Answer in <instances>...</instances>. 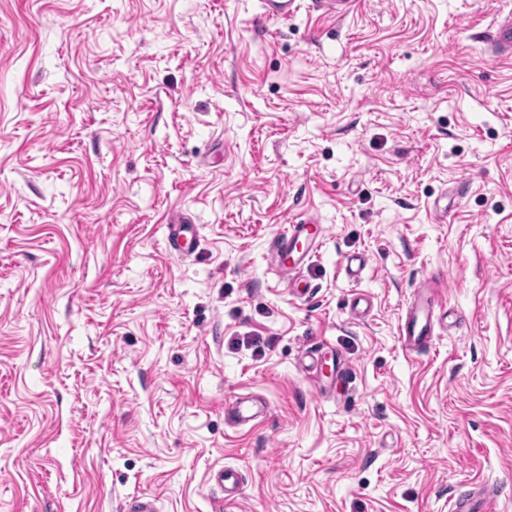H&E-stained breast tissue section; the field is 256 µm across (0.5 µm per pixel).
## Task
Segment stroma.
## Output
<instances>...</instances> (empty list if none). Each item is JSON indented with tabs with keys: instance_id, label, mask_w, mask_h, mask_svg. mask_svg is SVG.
<instances>
[{
	"instance_id": "1",
	"label": "stroma",
	"mask_w": 512,
	"mask_h": 512,
	"mask_svg": "<svg viewBox=\"0 0 512 512\" xmlns=\"http://www.w3.org/2000/svg\"><path fill=\"white\" fill-rule=\"evenodd\" d=\"M298 2L0 0V512H512V0ZM495 29L492 35L493 44L496 47L512 51V15L503 18L500 14L495 19ZM196 239V225L191 220L172 224L168 235V243L174 252L184 255L190 251L192 241ZM319 226L310 220L290 221L286 224L284 233L274 244L276 253L275 268L278 273L285 275L294 267H289L288 260L292 265L299 263L306 256V249L298 251L296 243L303 241L308 247L317 243L316 232ZM441 301L439 290L430 285H421L414 290L411 309L400 328L407 350L424 346L435 336V310ZM231 417L240 424H246L263 417L264 410L252 400L237 399L228 407ZM210 480L224 491V496L218 500L214 509L215 512H222L224 501H233L239 494L240 474L235 469L221 467L211 472ZM499 497L493 485L463 487L452 498V512H497Z\"/></svg>"
}]
</instances>
